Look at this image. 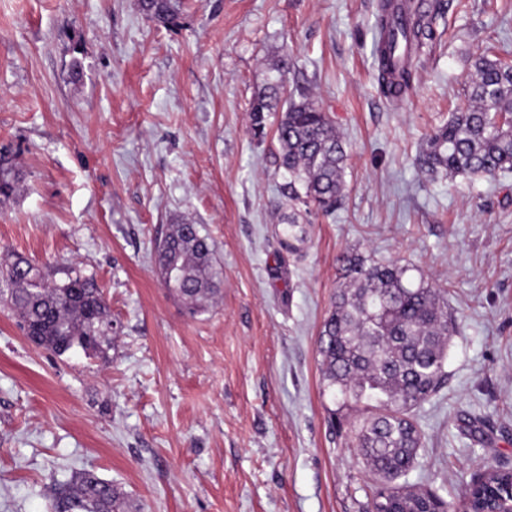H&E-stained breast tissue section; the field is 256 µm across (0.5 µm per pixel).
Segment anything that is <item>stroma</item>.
Here are the masks:
<instances>
[{
  "label": "stroma",
  "mask_w": 512,
  "mask_h": 512,
  "mask_svg": "<svg viewBox=\"0 0 512 512\" xmlns=\"http://www.w3.org/2000/svg\"><path fill=\"white\" fill-rule=\"evenodd\" d=\"M0 0V252L94 276L108 360L35 347L0 310V512H51L49 487L90 470L138 512H368L365 408H337L318 336L340 257L396 261L448 289V379L416 408L405 484L452 500L489 460L512 468V172L431 179L422 139L466 104L476 56L512 59V0H449L414 90L389 103L372 56L379 0ZM348 154L343 205L296 253L278 113L250 106L282 56ZM198 225L223 271L198 315L163 287L156 241Z\"/></svg>",
  "instance_id": "stroma-1"
}]
</instances>
